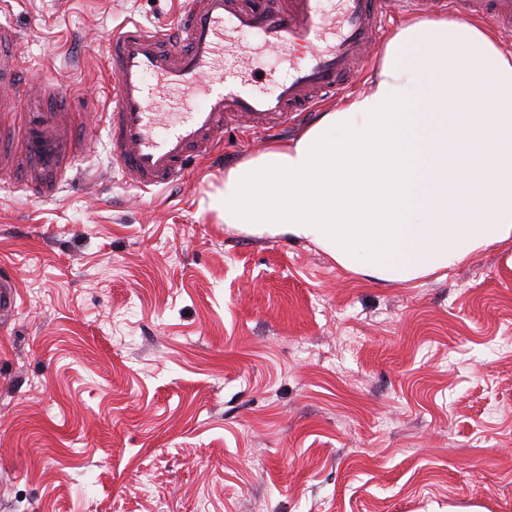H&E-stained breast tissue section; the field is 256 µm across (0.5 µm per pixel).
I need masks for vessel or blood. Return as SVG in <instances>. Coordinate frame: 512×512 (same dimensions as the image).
I'll use <instances>...</instances> for the list:
<instances>
[{
    "label": "vessel or blood",
    "instance_id": "obj_1",
    "mask_svg": "<svg viewBox=\"0 0 512 512\" xmlns=\"http://www.w3.org/2000/svg\"><path fill=\"white\" fill-rule=\"evenodd\" d=\"M393 0H186L171 32L134 23L113 32L107 64L115 87L98 120L107 132L112 162L141 189L182 180L211 159L225 125L255 132L287 124L342 87L365 61L364 50L391 15ZM252 32L259 49L280 57L285 74L274 92L255 88L245 72L238 38ZM310 47L303 63L290 51ZM28 64L16 31L0 23V110L19 113L14 129L0 127V174L21 181L32 197L53 195L76 160L71 115L79 94L45 80L37 94L57 98V111L31 106ZM154 76L149 88L146 76ZM175 92L173 109L160 111L157 93ZM203 106H195L196 98Z\"/></svg>",
    "mask_w": 512,
    "mask_h": 512
}]
</instances>
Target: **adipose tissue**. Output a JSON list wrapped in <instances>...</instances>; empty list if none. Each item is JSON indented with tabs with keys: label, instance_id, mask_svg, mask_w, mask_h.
Here are the masks:
<instances>
[{
	"label": "adipose tissue",
	"instance_id": "1",
	"mask_svg": "<svg viewBox=\"0 0 512 512\" xmlns=\"http://www.w3.org/2000/svg\"><path fill=\"white\" fill-rule=\"evenodd\" d=\"M435 78L418 84L416 70ZM368 91L224 174L208 208L406 284L512 243V50L478 20L401 23Z\"/></svg>",
	"mask_w": 512,
	"mask_h": 512
}]
</instances>
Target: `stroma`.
<instances>
[{
  "instance_id": "obj_1",
  "label": "stroma",
  "mask_w": 512,
  "mask_h": 512,
  "mask_svg": "<svg viewBox=\"0 0 512 512\" xmlns=\"http://www.w3.org/2000/svg\"><path fill=\"white\" fill-rule=\"evenodd\" d=\"M180 3L0 0L86 125L54 196L0 181V512H512V245L391 284L208 210L311 112L227 125L223 163L136 187L93 126L108 38Z\"/></svg>"
}]
</instances>
